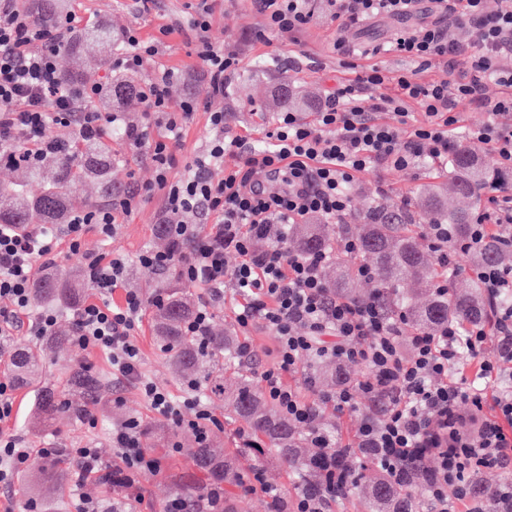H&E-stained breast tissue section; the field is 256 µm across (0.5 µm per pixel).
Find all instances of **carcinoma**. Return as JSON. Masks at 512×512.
Returning <instances> with one entry per match:
<instances>
[{
    "label": "carcinoma",
    "instance_id": "1",
    "mask_svg": "<svg viewBox=\"0 0 512 512\" xmlns=\"http://www.w3.org/2000/svg\"><path fill=\"white\" fill-rule=\"evenodd\" d=\"M66 6L67 0H37V4L29 7L27 15L35 27L51 30ZM87 42L109 49L96 61L95 68L112 69L116 36L106 26L89 24L76 32L64 48L72 55L75 65L74 71L62 76L64 82L80 84L84 81L87 69L81 51ZM137 88L131 77L119 75L101 88L99 98L105 101L114 97L130 99L135 97ZM271 106L279 112H304L310 104L303 100L293 83L283 80L271 94ZM113 165L112 150L102 138L84 145L78 153L68 147L46 162L26 165L22 182L0 185V225L26 227L66 223L76 181L87 180L110 192ZM29 183L42 185L43 191L37 196L28 194L24 185ZM511 186L512 177L500 167L464 145L453 148L448 154V173L440 181L423 186L418 193L417 209H411L409 204L376 205L359 216L363 228L357 238V252L346 255L336 251L339 277L333 291L349 299H362L355 287V269L369 259L371 267L381 274V303L389 314L402 317L407 330L435 332L450 322L488 323L492 305L484 297L480 280L472 282V291L466 295L451 289L439 290L443 281L451 282L456 278L459 267L451 264L445 268L432 252L421 248L417 216L422 210L431 213L433 223L448 225L452 236L462 240L469 234L481 193L487 189L506 191ZM347 231L345 224L337 229L318 222L292 224L288 228L299 250L305 253L335 251L340 235ZM470 255L472 262L479 266L512 267V241L490 237ZM76 278L74 268L40 274L32 282V301L55 307L65 318H70L80 305L81 290L77 288ZM148 308L159 349L172 373L198 382V393L204 400L223 402L224 408L243 424L247 435L243 447L222 451L216 447L218 437L215 435L203 445L194 438L187 441L184 450L203 474L187 488L197 496L215 482L247 490L250 478L239 460L248 457L257 464L272 458L287 473L302 472L303 485L315 483L317 477L307 467L310 455L304 450L307 434L275 411L249 374L242 372L233 383H224V371L240 365L238 339L232 330L209 332L206 348H200L195 337L186 332V325L198 309L188 291L156 294L150 298ZM72 345L73 330L69 329L36 343L8 342L0 347V361L4 362L11 380L37 392L35 416L45 426L79 416L88 405L86 401L81 406L73 405L62 398L55 386L45 382L48 354ZM65 386L100 401L98 393L102 381L84 362L69 369ZM31 477L52 482L53 490L57 491L63 489L65 470L58 461L38 462ZM421 493L419 488H403L377 474L369 482L362 508L364 512H412Z\"/></svg>",
    "mask_w": 512,
    "mask_h": 512
}]
</instances>
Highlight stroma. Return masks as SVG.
<instances>
[{
  "label": "stroma",
  "mask_w": 512,
  "mask_h": 512,
  "mask_svg": "<svg viewBox=\"0 0 512 512\" xmlns=\"http://www.w3.org/2000/svg\"><path fill=\"white\" fill-rule=\"evenodd\" d=\"M210 6L208 36L214 46L233 51L239 60L237 70L229 76L225 93L211 97L203 63L197 54V38L191 21L203 6ZM74 13L82 21L111 24L116 31L138 30L145 38H159V52L144 61L134 73L137 82L152 79L162 70H170L174 78L169 86L172 107H179L189 98L199 99L201 108L183 127L172 178L189 173L195 158L205 149L214 131L209 124L210 113H230V124L238 134L248 136L254 144H261L265 133L271 130L277 118L269 109L270 90L287 79L301 90L311 93L315 101H323L344 77L345 58L335 49L337 36H345L349 43L367 47L390 41L399 27L391 18L380 16L338 33L335 19L327 8H320L300 31L273 34L267 29V16L254 5L253 0H75ZM168 36H161V29ZM112 154L119 164L112 169V193L104 195L95 186L77 185V210H92L106 205L113 196H120L133 186L152 182L154 168L145 153L131 150L122 140L112 143ZM440 164L426 162L405 170L369 169L358 176L350 189V213L344 223H351L352 213L367 209L375 203H400L414 197L418 188L440 172ZM163 211L161 193L144 197L132 213L120 216L110 240L104 241L96 233H88L85 247L90 251L107 250L128 258L126 285L143 297H151L160 286L169 284L171 271L156 273L136 263L137 254L146 248H161L159 222ZM142 351V370L146 377L166 388L173 397H181L183 380L173 377L163 363V357L151 326H144L139 337ZM88 363L103 378L108 392H119L121 403L109 404L106 410H95L94 425L73 418L54 426L37 425L33 418L35 394L24 387L13 392V412L6 432L22 437L27 446L39 448H75L93 443L103 460L112 458L111 433L115 425L129 417H139L143 423L155 426L158 435L154 453L162 458L164 468L157 474H146L141 480L144 498L143 512H164L168 502L181 495V488L171 482L172 475L189 474L192 462L184 453L173 451L172 445L184 442L188 431H177L160 421L150 410L134 385L123 384L112 376V363L103 353L76 351L52 359L49 379L66 372L69 362Z\"/></svg>",
  "instance_id": "35a3bbf8"
}]
</instances>
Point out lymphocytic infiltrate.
I'll use <instances>...</instances> for the list:
<instances>
[{"label": "lymphocytic infiltrate", "mask_w": 512, "mask_h": 512, "mask_svg": "<svg viewBox=\"0 0 512 512\" xmlns=\"http://www.w3.org/2000/svg\"><path fill=\"white\" fill-rule=\"evenodd\" d=\"M16 2L0 0V158L37 163L62 152L63 142L51 134L57 126L73 128L79 141L90 143L107 125L120 124L128 144L149 155L155 177L107 206L72 213L63 225L26 233L0 228V331L23 326L38 338L53 332L55 311L30 312L31 285L37 264L54 262L59 247H66L80 256L83 278L97 294L73 314L76 346L107 354L113 374L134 384L159 417L206 442L221 422L198 397L197 384L187 382L178 401L141 370L138 335L146 301L125 287L127 258L84 248L89 232L111 237L118 215L130 213L143 193L161 192L164 231L174 247L143 250L138 263L157 272L175 266L188 284L208 286L207 302L187 326L188 334L200 340L210 325V302L223 299L225 282L233 283L242 298L238 325L245 329L262 322L276 343L274 366L257 375L263 394L307 433L314 449L309 465L322 481L320 490L290 500L272 493V512H325L328 497L350 486L345 458L354 449L368 453L391 482L420 486L431 512H485L469 488L470 478L512 462V391L497 386L512 364V307L494 308L489 328L451 323L436 332H405L378 297L353 301L330 292L323 277L330 254L290 250L287 230L314 219H341L351 183L368 169H407L425 159H447L463 101L494 116L468 130V139L488 145L500 164L512 167V0H500L493 13L485 11L484 0H433L437 12L472 30L471 41H460L453 27L435 23L399 31L387 48L415 61L414 70L394 75L376 64L361 67L354 77L337 81L314 120L280 113L267 133V147L247 148L246 138L230 130L227 113H211L214 135L205 153L189 176L176 181L170 176L174 153L199 101L172 109L167 70L144 85L147 115L169 130L164 141L150 139L147 126L126 124L122 113L88 109L100 93L98 84L66 85L57 66L75 15H66L55 31H43L30 24ZM318 2L256 0V5L271 29L292 32L308 22ZM330 2L343 31L380 15L408 21L421 0ZM193 26L209 89L223 94L238 59L208 41V11H201ZM437 57L446 68L428 77ZM491 82L502 89L492 101L486 97ZM387 112L396 123L384 120ZM217 165L223 166L224 177L215 181L209 171ZM492 236L512 240L511 194H489L466 242H450L447 225L426 227L430 246L444 261ZM257 238L268 242L260 253L252 249ZM232 254L238 258L233 266L227 263ZM116 292L122 295L117 303L112 300ZM492 342L498 348L493 358L487 354ZM312 359L357 364L366 371L357 384L321 396L339 411L356 410L361 402L380 407L378 417L362 422L354 446L315 430L317 406L284 380ZM111 441L108 463L89 443L66 451L75 463L78 512H131L126 494L137 489L144 474L162 468L142 441L138 419L113 428ZM53 454L50 448L32 453L0 429V484L10 485L34 456ZM91 478L117 492L111 506L83 493Z\"/></svg>", "instance_id": "f902f5d3"}]
</instances>
